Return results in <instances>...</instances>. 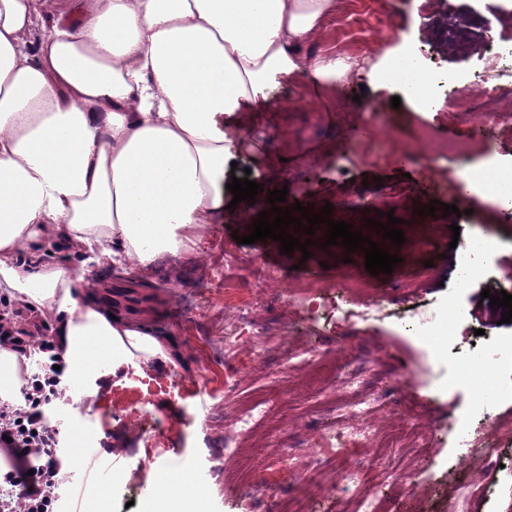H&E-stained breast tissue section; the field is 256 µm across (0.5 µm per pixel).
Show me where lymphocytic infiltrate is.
Returning a JSON list of instances; mask_svg holds the SVG:
<instances>
[{"mask_svg":"<svg viewBox=\"0 0 512 512\" xmlns=\"http://www.w3.org/2000/svg\"><path fill=\"white\" fill-rule=\"evenodd\" d=\"M40 349L48 365L43 374L27 377L23 404L0 400V452L10 460L9 470L0 472V512H58L62 497L66 456L43 412L57 394L62 358L52 342Z\"/></svg>","mask_w":512,"mask_h":512,"instance_id":"lymphocytic-infiltrate-1","label":"lymphocytic infiltrate"}]
</instances>
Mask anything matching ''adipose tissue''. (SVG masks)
Here are the masks:
<instances>
[{
  "instance_id": "adipose-tissue-1",
  "label": "adipose tissue",
  "mask_w": 512,
  "mask_h": 512,
  "mask_svg": "<svg viewBox=\"0 0 512 512\" xmlns=\"http://www.w3.org/2000/svg\"><path fill=\"white\" fill-rule=\"evenodd\" d=\"M340 0H0V288L59 329L70 370L111 372L172 359L150 327L78 300L71 271L20 263L61 241L144 269L193 251L224 207L219 183L244 145L226 125L286 78L305 100L366 72L382 82L406 50L370 68L349 53L310 52ZM57 14L37 53L36 20Z\"/></svg>"
}]
</instances>
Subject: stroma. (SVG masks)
<instances>
[{
    "label": "stroma",
    "mask_w": 512,
    "mask_h": 512,
    "mask_svg": "<svg viewBox=\"0 0 512 512\" xmlns=\"http://www.w3.org/2000/svg\"><path fill=\"white\" fill-rule=\"evenodd\" d=\"M501 0H341L328 21L330 33L318 43L322 52L348 51L376 63L413 40L420 62L470 76L486 69L481 41L450 48L441 42L448 19H499L494 37L512 42V20L502 21ZM303 81L281 82L253 111L240 113L245 145L236 155L232 178L261 184L255 202H241L217 213L204 225L198 255L159 257L144 272L117 267L92 268L78 253L57 250L59 264L76 279L75 296L132 290L149 297L142 316L162 342L174 343V361L150 368L128 366L116 377H87L62 384L65 403L51 402L45 412L51 426L65 434L94 432L99 460L112 478L97 482L94 502L102 512H152V489L161 476L190 479L206 502L205 512H254L240 493V478L273 472L263 494L292 512H356L353 494L321 481L311 465L314 453L327 447L337 430H378L381 449L368 456L370 478L385 487L382 512H512V400L470 409L471 384L449 380L455 359L472 346L512 335V323H491L475 310L480 289L491 295L501 288V270L512 264V216L481 203L460 221V236L482 234L496 239L497 251L482 257V288H461L444 254L448 232L442 216L418 215L425 194L457 203L455 187L466 165L488 159L475 124L485 104L460 85L464 107L441 113L417 110L409 102L392 108L398 90L392 84L369 87L365 74L354 75L336 89L340 108L316 112L300 106ZM388 113L385 158L366 156L341 165L338 155L356 150L371 112ZM466 139L469 161L447 154L431 161L411 157L423 139ZM380 186H373V178ZM287 188V202L301 199L315 209L331 205L332 218L360 230L398 255L392 274L370 275L363 252L326 245L317 229L310 257L301 251L281 253L277 241L238 243L259 213L269 209V191ZM391 212L403 219L405 241L395 245L376 234L368 219ZM354 275L365 291L349 296L338 286ZM469 313L480 334L450 348L405 328L413 310H431L447 298ZM383 305L388 319L358 318V310ZM262 331L261 349L239 345L251 329ZM237 372L236 393L227 397V368ZM271 410L252 433L236 432V416L256 396ZM222 422H214L216 412ZM493 421L482 451L470 466L457 462L463 431ZM429 433L434 444L420 457L414 442ZM239 453L225 457V438ZM134 443L126 455L123 441ZM485 485L484 494L448 496L449 485Z\"/></svg>",
    "instance_id": "35a3bbf8"
}]
</instances>
